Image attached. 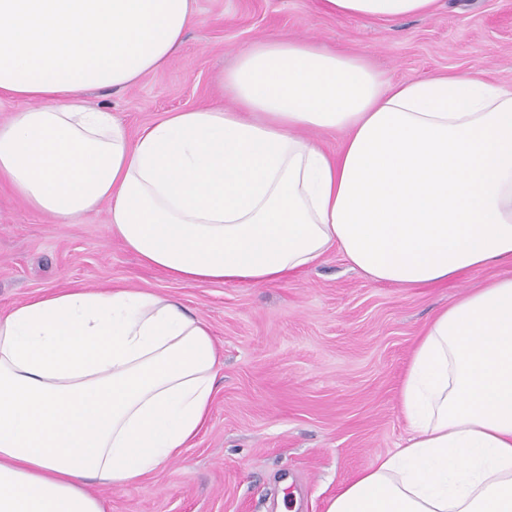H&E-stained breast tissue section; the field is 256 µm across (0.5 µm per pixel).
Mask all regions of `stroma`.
Wrapping results in <instances>:
<instances>
[{"mask_svg":"<svg viewBox=\"0 0 512 512\" xmlns=\"http://www.w3.org/2000/svg\"><path fill=\"white\" fill-rule=\"evenodd\" d=\"M391 23L323 14L318 0H198L180 54L127 88L91 91L129 133L219 103L217 78L273 31L365 56L392 80L477 73L512 85V0H440ZM444 288L368 281L339 254L285 284L188 286L113 238L106 210L60 224L0 186V313L68 281L178 298L222 353L210 419L181 460L127 489L95 485L106 512H325L327 500L406 436L397 394L427 323L498 275Z\"/></svg>","mask_w":512,"mask_h":512,"instance_id":"stroma-1","label":"stroma"}]
</instances>
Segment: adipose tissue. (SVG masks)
I'll use <instances>...</instances> for the list:
<instances>
[{"label": "adipose tissue", "instance_id": "obj_1", "mask_svg": "<svg viewBox=\"0 0 512 512\" xmlns=\"http://www.w3.org/2000/svg\"><path fill=\"white\" fill-rule=\"evenodd\" d=\"M390 22L439 0H319ZM195 0H0V184L61 221L106 208L143 264L191 286L279 284L341 254L395 288L505 272L440 310L397 402L410 436L325 512H512V87L442 72L393 83L367 58L265 36L225 106L137 135L88 105L165 68ZM343 133L336 153L301 130ZM210 326L147 289L80 283L0 314V512H104L179 460L210 418Z\"/></svg>", "mask_w": 512, "mask_h": 512}]
</instances>
